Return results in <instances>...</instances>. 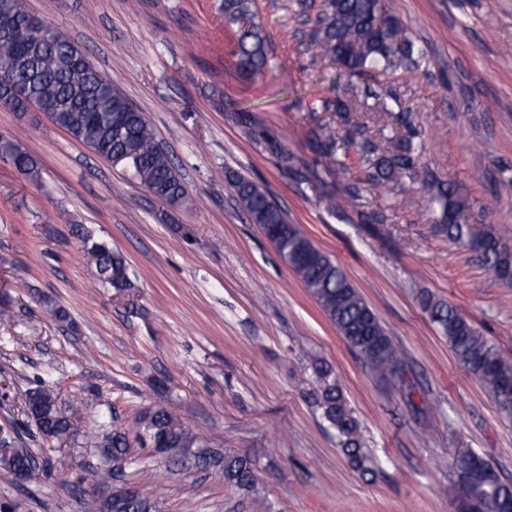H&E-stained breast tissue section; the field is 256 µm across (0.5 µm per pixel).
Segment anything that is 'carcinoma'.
Returning <instances> with one entry per match:
<instances>
[{
    "mask_svg": "<svg viewBox=\"0 0 512 512\" xmlns=\"http://www.w3.org/2000/svg\"><path fill=\"white\" fill-rule=\"evenodd\" d=\"M224 26L237 34L234 54L238 68L247 77L264 72L268 64V41L263 25L253 10V0H221ZM9 16L30 28L27 0H0V17ZM309 45L322 59L336 64L339 75L347 81L361 78L371 71L395 72L416 70L422 55L407 29L398 18L388 13L384 0H325V8L309 32ZM75 44L53 26L31 31L25 41L0 46V103L18 111L36 108L51 122L68 132L114 167L130 172L155 197L171 204L184 202L186 191L181 175L168 154L159 148L154 129L147 117L117 90L112 81L96 68L79 67L75 63ZM321 111L346 115L370 112L359 102L347 85L336 90V96L322 101ZM394 120L408 128L405 134L385 138L378 148L367 135L368 125L354 122L339 136L321 122L311 128L315 150L325 169L344 166L341 157L354 148L368 169L366 182L373 191L419 181L433 208L436 230L455 243L475 247L485 269L499 281L512 284V253L500 245L492 234L474 236L461 222L468 203L450 183L439 181L421 171V144L414 142L417 134L410 131L409 115L399 113ZM14 168L32 181L39 179L37 159L11 141L0 146ZM239 202L249 219L270 234L269 240L288 266L300 279L309 295L344 339L365 355L383 375L400 376L403 360L375 313L361 298L331 258L318 249L299 225L288 220V214L249 178L240 174L228 177ZM311 187L336 212L346 200L360 197L355 184L326 186L308 180ZM81 251L87 264L94 267L97 280L104 287L124 292L133 287L129 266L122 254L106 243L94 239L85 227H76ZM420 306L455 357L490 391L505 411L512 403L503 400L501 389L512 382V364L506 362L456 308L424 294ZM320 384L315 395L323 418L336 429L341 450L353 469L362 475L372 472L373 460L363 448L359 424L348 407L341 389L329 381V371L315 366ZM24 415L42 435L60 441L70 437L73 424L58 405L53 386L43 381L26 395ZM139 437L148 439L154 448H161L167 458H196L203 451L200 438L171 409L152 406L138 416ZM21 424L0 427V468L12 477L38 467V457L17 444ZM95 448H102L113 457L128 453L125 433L113 430L102 435ZM208 456L220 463L224 480L238 488H249L255 474L249 459L240 455L224 456L210 452ZM458 481L451 494L465 486L478 501L480 512H502L504 501L512 497V487L490 481L475 454L466 452L458 458ZM112 464L101 461L90 471L87 480L94 485L112 484ZM87 512H160L158 501L136 490H127L120 497H93Z\"/></svg>",
    "mask_w": 512,
    "mask_h": 512,
    "instance_id": "cac0c4a2",
    "label": "carcinoma"
}]
</instances>
